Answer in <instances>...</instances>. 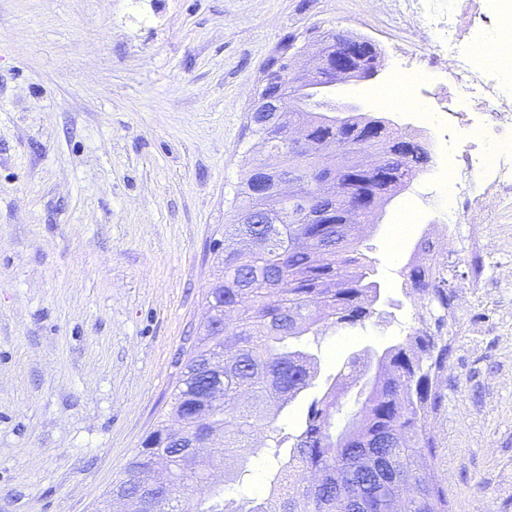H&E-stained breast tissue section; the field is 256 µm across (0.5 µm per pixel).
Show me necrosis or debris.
<instances>
[{
	"mask_svg": "<svg viewBox=\"0 0 512 512\" xmlns=\"http://www.w3.org/2000/svg\"><path fill=\"white\" fill-rule=\"evenodd\" d=\"M417 36L430 42L427 58L395 59L394 69L412 85L443 87L454 79L453 96L437 99L435 125H447L448 255H456L459 225L480 224L485 211L512 203V0H377Z\"/></svg>",
	"mask_w": 512,
	"mask_h": 512,
	"instance_id": "necrosis-or-debris-1",
	"label": "necrosis or debris"
}]
</instances>
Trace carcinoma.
I'll return each instance as SVG.
<instances>
[{"mask_svg": "<svg viewBox=\"0 0 512 512\" xmlns=\"http://www.w3.org/2000/svg\"><path fill=\"white\" fill-rule=\"evenodd\" d=\"M356 35L332 30L328 56ZM334 67L323 65L303 85L336 84ZM295 108L282 115L276 132L298 125L306 137L295 152L274 136L253 132L263 154L249 172L267 199L255 200L249 185L236 193L224 237L234 241L218 257V273L207 304L224 329L203 327L187 353L173 394L171 415L185 443L205 441L212 430L223 442L203 459L169 443L172 428L158 422L144 448L128 464L112 496L135 502L138 512H449L448 491L434 475L436 444L428 433L444 402L448 370V308L457 288L456 269L432 261L424 239L423 258L403 271L418 326L386 347L379 365L367 353L349 362L313 398L293 432L279 416L313 385L317 357L304 339L331 327L362 325L375 314L380 285L372 258L360 252L357 230L416 177L429 161L413 134L381 118L351 114L341 125L328 118L335 104L292 89ZM369 131L361 154L345 148ZM290 169L305 180L299 193L307 221L277 193ZM366 198L367 212L351 207ZM260 205L275 222L247 223ZM360 389V407L337 427L342 397ZM275 449L266 493L249 494L248 460L261 448ZM194 488L195 501L180 489Z\"/></svg>", "mask_w": 512, "mask_h": 512, "instance_id": "carcinoma-1", "label": "carcinoma"}]
</instances>
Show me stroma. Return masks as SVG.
Segmentation results:
<instances>
[{
    "label": "stroma",
    "instance_id": "obj_1",
    "mask_svg": "<svg viewBox=\"0 0 512 512\" xmlns=\"http://www.w3.org/2000/svg\"><path fill=\"white\" fill-rule=\"evenodd\" d=\"M375 41L379 79L330 100L402 118L430 161L362 226L385 295L365 324L327 329L300 420L353 353L415 326L402 271L446 209L438 129L382 105L397 19L362 0H0V512H97L171 409L179 360L207 316L215 251L260 146L247 128L268 58L296 34ZM448 318L433 469L451 512H512V218Z\"/></svg>",
    "mask_w": 512,
    "mask_h": 512
}]
</instances>
